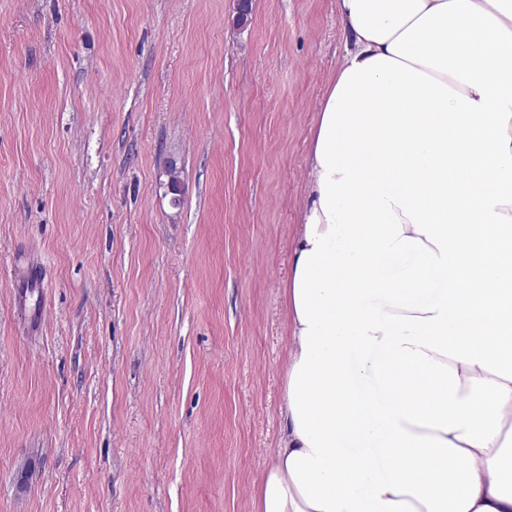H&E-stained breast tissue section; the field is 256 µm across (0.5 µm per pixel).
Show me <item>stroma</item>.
I'll return each mask as SVG.
<instances>
[{"instance_id":"35a3bbf8","label":"stroma","mask_w":512,"mask_h":512,"mask_svg":"<svg viewBox=\"0 0 512 512\" xmlns=\"http://www.w3.org/2000/svg\"><path fill=\"white\" fill-rule=\"evenodd\" d=\"M234 5L0 0V512H256L347 45L336 0Z\"/></svg>"}]
</instances>
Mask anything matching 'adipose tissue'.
I'll use <instances>...</instances> for the list:
<instances>
[{"instance_id":"adipose-tissue-1","label":"adipose tissue","mask_w":512,"mask_h":512,"mask_svg":"<svg viewBox=\"0 0 512 512\" xmlns=\"http://www.w3.org/2000/svg\"><path fill=\"white\" fill-rule=\"evenodd\" d=\"M257 512H512V0H336Z\"/></svg>"}]
</instances>
